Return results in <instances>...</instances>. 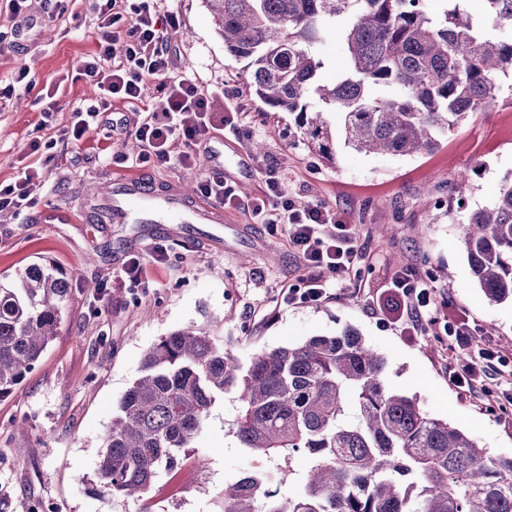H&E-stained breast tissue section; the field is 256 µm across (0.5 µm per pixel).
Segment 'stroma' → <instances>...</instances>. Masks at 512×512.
<instances>
[{
  "mask_svg": "<svg viewBox=\"0 0 512 512\" xmlns=\"http://www.w3.org/2000/svg\"><path fill=\"white\" fill-rule=\"evenodd\" d=\"M178 30L171 42L170 76H190L222 88L218 112H241L240 129L216 131L210 145L224 154V176L243 199L260 195L265 168L278 170L296 203H321L353 225L360 249L355 273L320 304L289 305L280 289L304 274L286 234L270 233L247 210L228 209L220 224H114L95 216L91 198L109 182L138 179L175 192L198 173L150 165L132 169L91 158L85 148L58 141L73 104L94 98L80 59L97 38L89 0H32L28 16L0 14V31L40 19L39 39L23 50L0 51V85L23 66L38 78L0 104V180L14 177L31 140H54L48 183L21 216L0 212V282L15 281L43 260L66 272L69 297L59 332L34 369L0 398V512H221L224 485L246 472L279 479L280 496L297 493L296 457H265L242 447L234 425L236 392L213 406L194 444L204 468L185 461L164 471L143 497L116 496L97 477V462L118 404L139 377L147 350L162 337L192 329L223 345L235 364L263 351L296 345L344 328L357 330L387 362L388 384L417 398L425 412L475 438L496 457H512V374L489 382L497 398L466 394L449 378L459 361L443 322L423 332L386 325L368 309L394 276L415 273L433 288L445 314L468 321L473 349L501 345L512 357V303L489 301L475 282L464 244L466 215L489 206L512 178V90L431 152L394 156L336 145L327 162L304 144L293 115L270 112L246 83L244 64L224 50L205 0H168ZM58 88L51 127L40 128L35 100ZM267 145L266 153L253 149ZM470 174L456 183L460 171ZM166 249L162 262L153 244ZM146 267L143 285L115 280L130 255Z\"/></svg>",
  "mask_w": 512,
  "mask_h": 512,
  "instance_id": "obj_1",
  "label": "stroma"
}]
</instances>
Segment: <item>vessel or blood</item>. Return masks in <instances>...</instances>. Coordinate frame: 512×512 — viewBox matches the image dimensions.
I'll list each match as a JSON object with an SVG mask.
<instances>
[{
  "label": "vessel or blood",
  "instance_id": "vessel-or-blood-1",
  "mask_svg": "<svg viewBox=\"0 0 512 512\" xmlns=\"http://www.w3.org/2000/svg\"><path fill=\"white\" fill-rule=\"evenodd\" d=\"M102 199L116 224H220L222 206L198 204L190 194H156L133 181L114 183Z\"/></svg>",
  "mask_w": 512,
  "mask_h": 512
}]
</instances>
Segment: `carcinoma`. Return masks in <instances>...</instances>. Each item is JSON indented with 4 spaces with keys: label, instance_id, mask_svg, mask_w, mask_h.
<instances>
[{
    "label": "carcinoma",
    "instance_id": "obj_1",
    "mask_svg": "<svg viewBox=\"0 0 512 512\" xmlns=\"http://www.w3.org/2000/svg\"><path fill=\"white\" fill-rule=\"evenodd\" d=\"M206 0L224 48L246 61V80L275 112L295 114L302 140L335 160L323 114L342 115L344 145L414 155L489 108L512 79V37L488 33L469 0ZM485 21L512 24V0H482ZM342 24L347 67L318 83L315 45ZM391 92L371 98L367 88ZM471 272L487 298L512 301V181L466 218ZM69 281L30 264L0 283V397L20 384L61 320ZM386 361L359 333L256 354L247 368L191 329L161 338L122 397L98 461L103 486L143 496L193 447L217 398L237 392L236 434L266 457L303 452L294 496L264 490L249 473L224 485V512H512V457H494L417 400L390 388Z\"/></svg>",
    "mask_w": 512,
    "mask_h": 512
}]
</instances>
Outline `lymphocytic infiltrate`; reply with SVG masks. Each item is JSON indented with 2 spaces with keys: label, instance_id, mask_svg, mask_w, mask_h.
<instances>
[{
  "label": "lymphocytic infiltrate",
  "instance_id": "f902f5d3",
  "mask_svg": "<svg viewBox=\"0 0 512 512\" xmlns=\"http://www.w3.org/2000/svg\"><path fill=\"white\" fill-rule=\"evenodd\" d=\"M98 21L95 51L81 64L83 77L96 89L88 105L75 107L60 132L66 143L90 144L99 159L117 166L175 165L199 171L198 192L227 209L247 207L257 223L270 231L284 227L289 242L303 262L300 283L286 286L283 298L291 304H316L329 298L333 285L349 276L359 252L351 225L336 218L324 205L297 206L275 169H266L261 196L242 201L234 185L212 172H200V150L214 131L236 127L234 112H214V90L202 87L188 76L168 78L169 45L177 24L160 12L157 0H92ZM163 97L161 110L146 111L130 129L139 152L128 157L113 152L110 136L88 140L87 132L102 115L123 105L145 103L150 88ZM47 182L45 166L28 164L17 177L0 181V210L21 215L35 201ZM387 311L391 323L422 327L434 306L430 285L405 273L390 285Z\"/></svg>",
  "mask_w": 512,
  "mask_h": 512
}]
</instances>
